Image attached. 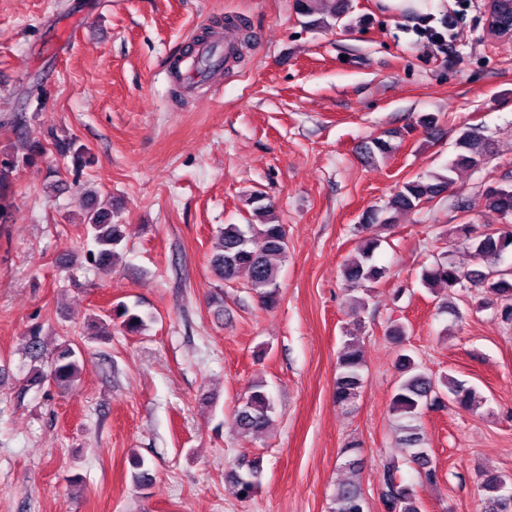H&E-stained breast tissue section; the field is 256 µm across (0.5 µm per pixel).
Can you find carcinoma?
<instances>
[{
  "label": "carcinoma",
  "mask_w": 512,
  "mask_h": 512,
  "mask_svg": "<svg viewBox=\"0 0 512 512\" xmlns=\"http://www.w3.org/2000/svg\"><path fill=\"white\" fill-rule=\"evenodd\" d=\"M297 12L308 18L307 24L315 28L340 21L347 5L344 0H295ZM397 132L389 131L386 137L372 139L368 152L381 154L393 152L390 138ZM455 157L446 166L447 174H434L404 182L390 197L387 208L391 213L411 211L440 194L454 184V174L462 169H475L490 153L491 143L475 128H466L455 140ZM43 153L40 143L28 146L22 156L3 153L0 155V217L3 218L12 206L10 185L12 175L19 163H31ZM485 205L503 216H512V183L490 185L483 192ZM259 218L257 224H226L220 231L212 263L224 279H235L246 275L250 289L260 306L272 309L279 302V277L282 263L287 257L286 226L272 219V206L261 202L260 197L248 199ZM86 230L91 234L96 249L87 252V258L95 268L106 271L118 259L117 247L124 239V225L112 222V211L106 207L89 206L85 212ZM457 233L469 245L484 264V270L462 271L447 257H439L421 271L420 285L436 294L437 302L447 304L448 295L440 293L442 288L468 287L490 292L500 299L498 316L501 322L512 326V267H501L504 256L512 254V230L476 235L468 224L457 227ZM378 241L368 239L358 255L344 267L346 282L359 287L374 283L385 275V269L373 261ZM109 320L113 327L126 334L138 332L148 316L121 302L112 306ZM406 327L399 322L390 328L388 337L400 346L397 368L400 382L391 399V410L399 418L407 420L402 426L400 443L405 450V459L420 467V482L434 484L436 469L431 465L427 442L420 428L413 422L425 410H438L455 404L462 409H471L476 403L475 390L452 375L433 376L420 370L408 350L403 348ZM27 355L34 361L45 360L48 371L37 369L27 382L39 385L46 379L60 387L75 381L79 372L78 352L69 341L48 349L42 336V327L36 325L27 334ZM364 367L362 350L356 342L347 343L340 361L339 373L334 384L336 404L349 406L357 396L362 384ZM273 403L263 384H253L235 413L237 427L247 435L260 434L272 423ZM360 443L350 441L342 449L346 457L344 466L352 472L360 468ZM263 468L259 459L239 460L227 474L228 481L237 493L251 497L261 486ZM483 512H512V478L497 473H486L480 482ZM379 498L386 512H420V501L416 484L405 480L400 462L389 459L383 464ZM332 512H368L367 500L362 487L355 481L342 484L333 499Z\"/></svg>",
  "instance_id": "carcinoma-1"
}]
</instances>
